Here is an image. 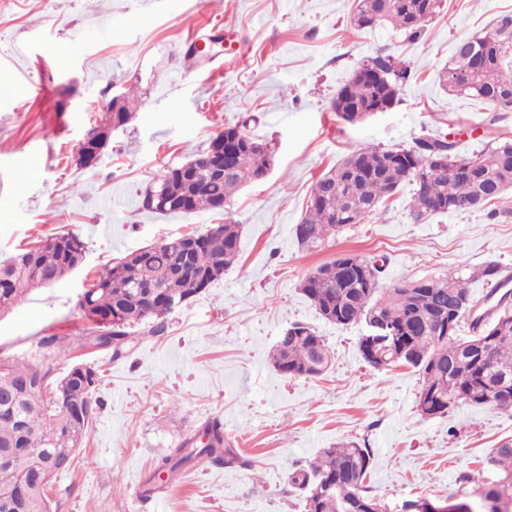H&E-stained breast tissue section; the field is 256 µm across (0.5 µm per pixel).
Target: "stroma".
<instances>
[{
	"instance_id": "obj_1",
	"label": "stroma",
	"mask_w": 512,
	"mask_h": 512,
	"mask_svg": "<svg viewBox=\"0 0 512 512\" xmlns=\"http://www.w3.org/2000/svg\"><path fill=\"white\" fill-rule=\"evenodd\" d=\"M442 3L425 35L408 42L353 29V0H0V261L67 232L88 246L67 279L0 314V357L27 359L42 336L78 335L81 294L119 258L228 217L241 226L238 262L177 308L164 335L117 361L108 351L86 355L99 372L100 406L73 469L51 482L52 512H304L289 471L349 441L372 449L370 490L389 512L419 496L462 495L464 473L476 485L493 480L485 459L512 438V412L461 405L421 418L418 375L369 366L357 349L365 326L326 323L299 284L355 253L385 257L384 287L454 274L486 295L474 270L494 261L512 274V191L493 217L481 209L417 222L404 188L377 218L315 253L292 233L316 180L349 149L447 134L470 154L512 139V112L448 95L437 81L456 43L512 13V0ZM214 35L223 44L212 60H185L190 44ZM380 48L415 76L389 111L343 122L332 110L336 91ZM125 92L138 102L134 117L113 130L96 167H81L79 140ZM241 121L270 142L274 166L228 212L141 209L164 166ZM296 322L333 351L326 376L289 379L271 368L273 346ZM215 418L239 464L201 461L142 499L154 462Z\"/></svg>"
}]
</instances>
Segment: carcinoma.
I'll return each instance as SVG.
<instances>
[{
	"instance_id": "obj_1",
	"label": "carcinoma",
	"mask_w": 512,
	"mask_h": 512,
	"mask_svg": "<svg viewBox=\"0 0 512 512\" xmlns=\"http://www.w3.org/2000/svg\"><path fill=\"white\" fill-rule=\"evenodd\" d=\"M441 0H355L350 23L357 30L387 26L408 41H417L439 12ZM483 66L460 81L454 77L468 57ZM412 79L406 61L380 48L362 61L347 83L336 92V116L355 124L383 105H395L400 91ZM441 87L450 95L487 104L494 112H512V14L498 16L482 30L457 43L448 65L438 72ZM102 128H118L133 117L137 104L124 94L113 97ZM235 126L237 141L224 144L243 158L224 167V177L211 174L208 150L165 168L157 182L146 188L141 208L155 213L214 211L219 202L229 205L244 184L265 177L274 163L269 144ZM422 144L427 164L407 148L354 149L314 184L304 216L293 228L299 246L314 250L345 227L379 214L386 200L405 185L411 186V211L416 219L431 214L479 210L494 205L512 188V140L498 141L472 156L478 160L468 176L454 173L453 165L466 157L457 142L446 136L416 139ZM241 232L233 222L193 231L124 256L86 289L78 303L85 328L70 340L46 335L37 342L45 361L18 364L0 358V504H14L11 512H50L47 493L36 488L39 475L51 476L73 467L80 445L100 402L96 396L98 372L90 363L73 366L55 377L46 358L65 346L112 352V359L128 356L135 347L132 326H143L145 336L165 333L166 317L174 309L208 288L237 262ZM196 240V248L184 257L181 245ZM86 255V243L74 233H64L0 262V311L17 306L26 294L44 287L56 271L71 275ZM381 267L376 260L357 254L326 262L302 281L300 289L327 322L337 326L370 324L380 320L386 335L397 340L384 345L371 335L359 337L363 360L377 369L405 366L418 372L416 397L423 418H442L460 405L512 410V302L500 300L476 320L482 299L470 294L460 277L422 278L379 287ZM475 278L487 284L501 280V267L492 261ZM470 304L454 314L456 324L469 322L473 336L458 339L439 331L435 316L462 296ZM270 354L272 368L291 379L316 378L331 365L323 337L303 323L292 324ZM431 397V406L421 399ZM211 443L203 448L194 438L160 457L146 476L141 496L159 490L158 474L172 479L176 472L208 459L230 466L237 460L224 441L217 420L207 424ZM487 464L496 480L474 489L455 502L459 512H512V439L492 449ZM374 467L371 449L356 443L325 448L308 466L289 474L291 484L304 493L305 512H360L364 507L386 508L366 484ZM330 490L315 493L319 484Z\"/></svg>"
}]
</instances>
